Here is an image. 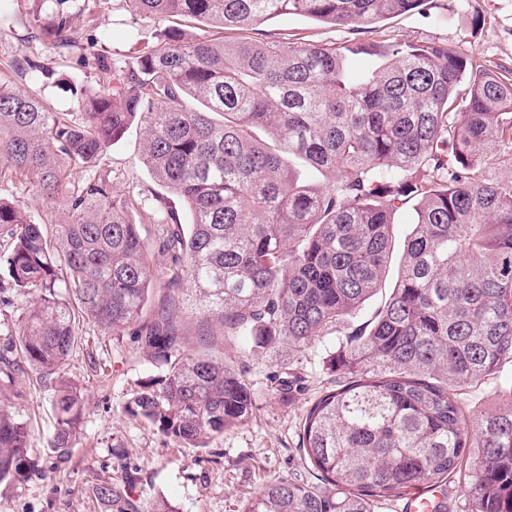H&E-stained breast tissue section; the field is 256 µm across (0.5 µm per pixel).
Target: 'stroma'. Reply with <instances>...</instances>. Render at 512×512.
<instances>
[{
    "mask_svg": "<svg viewBox=\"0 0 512 512\" xmlns=\"http://www.w3.org/2000/svg\"><path fill=\"white\" fill-rule=\"evenodd\" d=\"M36 6L37 0H0V77L35 91L54 112L74 109L67 84L93 86L100 79L81 65L88 38H95L108 57L130 61L162 31L136 16L128 0H111L106 10L93 0H76L72 41L60 49L43 42L33 27ZM260 30L295 43L435 41L476 54L487 65L512 67V0H430L422 11L359 31L300 15L274 17ZM27 59L37 60L41 72L23 71L20 64ZM142 138L141 124H133L112 146L103 168L111 173L114 191L129 195L140 235L151 246L154 278L148 307L154 310L166 293L167 258L153 248L157 226L149 205L163 189L142 161ZM0 196L17 200L46 228L62 217L61 205L46 200L25 175L0 172ZM8 282V270L1 264L0 343L36 297L35 292L10 288ZM199 321V315L190 313L183 324L188 352L224 359L245 378L255 404L251 419L205 448L185 447L164 437L153 425L127 415L124 407L141 384L165 375L166 365L143 351L132 336L107 335L95 324L84 323L79 345L64 364L66 378L85 398L84 417L67 460H58L49 446L54 436L53 387L27 369L17 372L13 382L0 381V396L7 397L29 424L28 454L39 466L24 482L0 484V512H105L96 486L107 480L120 482L128 470L135 473L132 496L139 505L162 497L176 512H240L244 502L269 482L290 477L313 480L315 472L298 450L299 423L336 380L328 357L338 347V333L326 331L299 351L273 348L244 357L240 343H203ZM510 385L512 362L506 361L482 384L457 389L455 397L471 419L491 407L496 388Z\"/></svg>",
    "mask_w": 512,
    "mask_h": 512,
    "instance_id": "35a3bbf8",
    "label": "stroma"
}]
</instances>
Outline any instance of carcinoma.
<instances>
[{"label":"carcinoma","instance_id":"1","mask_svg":"<svg viewBox=\"0 0 512 512\" xmlns=\"http://www.w3.org/2000/svg\"><path fill=\"white\" fill-rule=\"evenodd\" d=\"M55 4L33 25L58 48L73 14ZM144 20L181 17L234 34L166 28L113 86L80 88L77 113L52 112L0 81V166L26 175L64 219L50 237L0 197V263L38 292L20 321V354L0 346V378L22 365L53 379L51 448L69 456L84 398L59 377L80 324L130 332L167 373L134 390L125 411L205 448L253 415L251 393L223 360L185 349L183 295L207 335L257 353L306 347L382 289L394 215L413 205L397 280L374 319L329 359L344 384L312 404L300 450L321 484L280 479L241 512H375L434 490L448 512H512V385L467 422L454 397L512 361V77L428 41L291 43L246 35L299 14L370 29L430 0H129ZM85 65L116 63L89 46ZM144 164L190 214L158 200L155 248L169 256L167 305L147 312L151 270L131 202L95 174L134 122ZM72 295L60 298L58 288ZM23 415L0 402V483L32 470ZM130 478L105 481L108 512H138Z\"/></svg>","mask_w":512,"mask_h":512}]
</instances>
